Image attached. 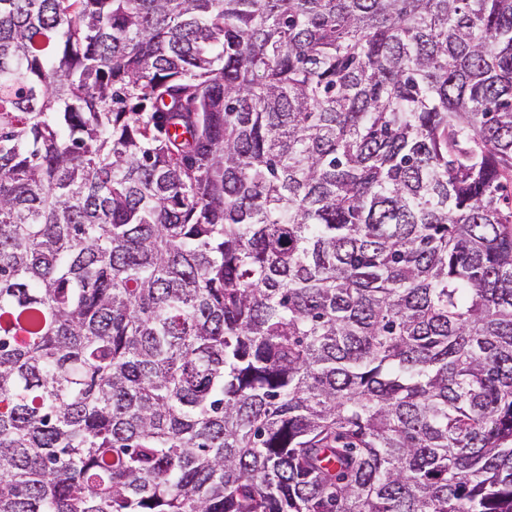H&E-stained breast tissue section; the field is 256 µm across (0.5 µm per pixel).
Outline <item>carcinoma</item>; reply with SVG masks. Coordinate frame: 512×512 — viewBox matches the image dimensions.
Masks as SVG:
<instances>
[{
  "label": "carcinoma",
  "mask_w": 512,
  "mask_h": 512,
  "mask_svg": "<svg viewBox=\"0 0 512 512\" xmlns=\"http://www.w3.org/2000/svg\"><path fill=\"white\" fill-rule=\"evenodd\" d=\"M512 0H0V512H512Z\"/></svg>",
  "instance_id": "1"
}]
</instances>
